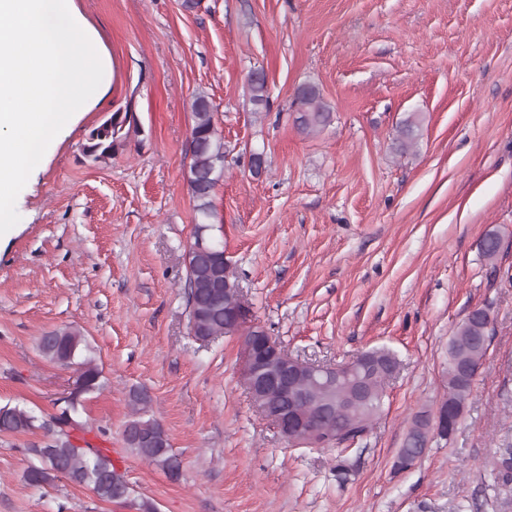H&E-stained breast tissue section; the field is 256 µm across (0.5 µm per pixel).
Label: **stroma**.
<instances>
[{"mask_svg": "<svg viewBox=\"0 0 512 512\" xmlns=\"http://www.w3.org/2000/svg\"><path fill=\"white\" fill-rule=\"evenodd\" d=\"M75 4L105 46L106 93L48 147L0 238V405L38 423L0 435V512H512V482L492 474L512 445V0ZM303 84L331 113L312 134L295 123ZM199 93L226 147L220 225L207 236L223 245L250 320L320 365L381 348L399 360L361 440L288 443L241 382V336L190 333L184 174ZM125 105L136 131L90 163V130ZM407 124L416 138L404 148ZM491 231L492 261L479 249ZM477 308L491 313L488 350L455 433L394 471L413 416L445 398L448 341ZM69 326L105 378L73 436L114 453L131 488L122 502L25 478L28 446L76 379L38 339ZM137 387L182 462L179 480L123 443Z\"/></svg>", "mask_w": 512, "mask_h": 512, "instance_id": "obj_1", "label": "stroma"}]
</instances>
